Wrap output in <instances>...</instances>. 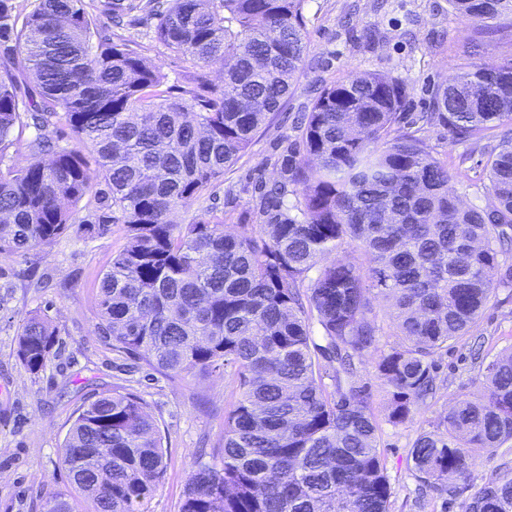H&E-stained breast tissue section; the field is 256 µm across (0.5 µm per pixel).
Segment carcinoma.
<instances>
[{"mask_svg": "<svg viewBox=\"0 0 512 512\" xmlns=\"http://www.w3.org/2000/svg\"><path fill=\"white\" fill-rule=\"evenodd\" d=\"M305 2L142 0L156 39L192 69L175 92L84 0L30 11L0 0V255L24 256L75 224L85 239L123 224L126 242L100 279L98 336L175 376L235 370L220 464L194 462L180 512H388L379 424L356 368L382 335L377 303L391 301L402 337L377 362L397 426L433 396L435 356L512 288V137L488 151L493 201L464 208L448 161L401 126L408 85L384 73L317 89L254 201L258 228L227 232L214 205L179 220L287 100L307 52ZM448 3L479 34L512 18V0ZM432 102L421 121L477 145L512 122V62L461 67ZM22 140L30 159L19 167L10 149ZM84 199L92 212L81 219ZM351 242L359 258L319 264ZM58 343L48 317L21 319L17 357L29 371ZM317 351L333 362L331 394ZM481 376L479 398L415 440L414 473L450 497L448 476L467 483L461 512H512L511 471L470 482L478 451L512 442V351ZM61 460L75 494H48L42 512H144L165 471L146 401L119 388L77 409Z\"/></svg>", "mask_w": 512, "mask_h": 512, "instance_id": "1", "label": "carcinoma"}]
</instances>
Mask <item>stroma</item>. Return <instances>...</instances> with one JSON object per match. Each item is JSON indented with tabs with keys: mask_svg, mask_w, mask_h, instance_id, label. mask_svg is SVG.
Segmentation results:
<instances>
[{
	"mask_svg": "<svg viewBox=\"0 0 512 512\" xmlns=\"http://www.w3.org/2000/svg\"><path fill=\"white\" fill-rule=\"evenodd\" d=\"M305 14L308 54L292 93L214 185L211 197L182 212L184 222L204 216L215 202L228 231L252 230L255 184L276 178L274 162L296 117L309 111L316 85L352 72H387L408 84L406 112L413 117L429 111L431 89L448 83L460 64L470 60L498 67L512 62L511 34L493 33L477 41L472 28L451 15L448 0H306ZM117 36L140 44L169 84L185 85L188 70L182 56L155 39L141 12H131ZM420 135L457 174L464 204L490 202L483 145L459 144L440 124ZM124 234V225L113 224L92 240L70 232L27 256L0 257V512H42L40 503L48 492L68 490L59 450L73 413L92 394L115 387L146 400L163 440L166 468L146 512H179L195 457L221 460L224 418L237 399L232 374L206 380L170 376L149 369L138 356L112 351L94 333L100 277L123 246ZM31 311L48 314L60 340L36 374L16 355L20 320ZM477 340L491 356L512 350V288L498 289L469 332L437 356L435 399L398 426L386 420L387 387L376 365L380 352L398 345L399 337L386 326L378 350L358 362V378L369 386L380 423L379 447L391 488L389 512H458V499L420 489L411 448L419 434L436 429L456 401L482 394L479 368L470 354Z\"/></svg>",
	"mask_w": 512,
	"mask_h": 512,
	"instance_id": "35a3bbf8",
	"label": "stroma"
}]
</instances>
